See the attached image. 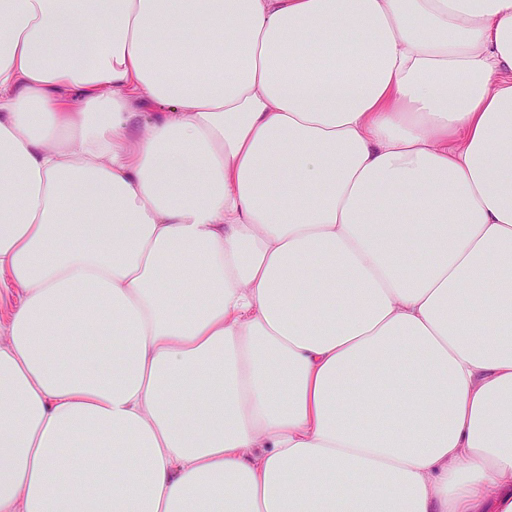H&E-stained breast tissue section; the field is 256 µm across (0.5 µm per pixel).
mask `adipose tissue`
<instances>
[{"mask_svg":"<svg viewBox=\"0 0 512 512\" xmlns=\"http://www.w3.org/2000/svg\"><path fill=\"white\" fill-rule=\"evenodd\" d=\"M0 288V512H512V0H0Z\"/></svg>","mask_w":512,"mask_h":512,"instance_id":"adipose-tissue-1","label":"adipose tissue"}]
</instances>
